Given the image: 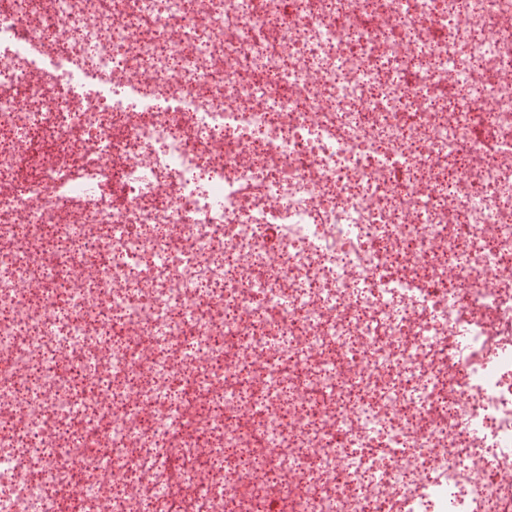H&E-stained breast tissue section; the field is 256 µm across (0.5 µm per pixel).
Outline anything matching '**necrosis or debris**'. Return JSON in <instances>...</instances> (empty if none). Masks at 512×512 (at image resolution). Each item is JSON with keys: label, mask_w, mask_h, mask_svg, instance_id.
I'll return each mask as SVG.
<instances>
[{"label": "necrosis or debris", "mask_w": 512, "mask_h": 512, "mask_svg": "<svg viewBox=\"0 0 512 512\" xmlns=\"http://www.w3.org/2000/svg\"><path fill=\"white\" fill-rule=\"evenodd\" d=\"M0 387V512H512V0H0Z\"/></svg>", "instance_id": "4bbe7bcc"}]
</instances>
